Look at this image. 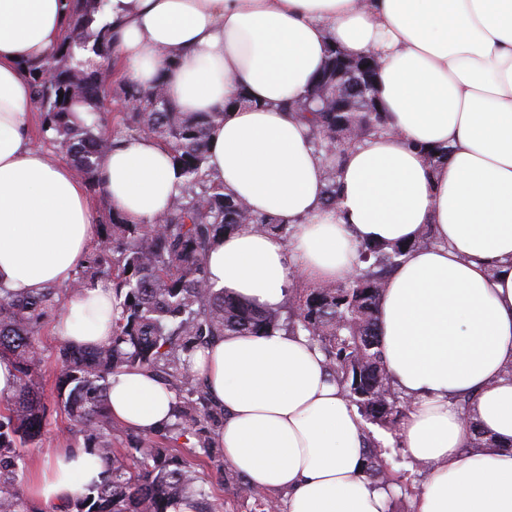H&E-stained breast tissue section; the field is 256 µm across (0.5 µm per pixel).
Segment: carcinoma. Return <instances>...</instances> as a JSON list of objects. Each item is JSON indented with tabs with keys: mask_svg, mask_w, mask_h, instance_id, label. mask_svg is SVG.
Listing matches in <instances>:
<instances>
[{
	"mask_svg": "<svg viewBox=\"0 0 512 512\" xmlns=\"http://www.w3.org/2000/svg\"><path fill=\"white\" fill-rule=\"evenodd\" d=\"M107 0H72L70 22L51 59L28 68L33 104L43 115L42 131L55 149L72 161L76 174L91 189H100L98 168L112 139L155 138L171 152L183 176L180 194L152 224H132L110 208L100 224L97 246L74 274L69 288L47 287L18 295L0 288V359L15 369V386L0 400L8 414L0 416V512H35L30 495L15 479L17 447L34 442L42 428V409L33 373L39 363L35 336L68 297L82 293L87 281H112L115 304L112 341L88 347L67 341L58 349V397L72 427L83 433L87 447L105 462L108 478L91 487L59 512H169L184 503L191 512H217L218 504L191 465L158 448L136 449L129 460L112 448V417L107 410L110 377L124 369L144 368L175 394V429L190 433L210 459L224 458L211 437L208 423L216 410L191 373L196 347L227 332L263 335L279 329L278 309H261L214 290L205 276L206 253L218 236L243 225L288 234V225L255 214L228 193L206 168L210 128L222 112L176 111L160 86L145 90L123 82L119 98L135 106L122 113L119 126L107 125V97L112 87L109 61L112 39L94 27ZM335 49L314 81L312 102L299 114L312 126L315 147L320 136L336 140L325 168L326 199L332 204L338 174L336 159L353 143V136L380 131V113L369 111L363 95L354 110L328 112V96L336 74ZM87 118L78 117V109ZM406 248L366 246L363 261L375 257L377 271H363L338 283L293 291L291 332H303L323 352L328 369L361 417L386 430H396L406 402L394 389L376 332L377 312L386 275ZM365 475L376 486L411 493V483L392 477L382 454L371 450ZM235 493L254 500V512H269L271 500L244 479Z\"/></svg>",
	"mask_w": 512,
	"mask_h": 512,
	"instance_id": "1",
	"label": "carcinoma"
}]
</instances>
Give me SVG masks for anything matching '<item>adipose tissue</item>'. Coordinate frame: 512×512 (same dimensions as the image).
Returning <instances> with one entry per match:
<instances>
[{"mask_svg": "<svg viewBox=\"0 0 512 512\" xmlns=\"http://www.w3.org/2000/svg\"><path fill=\"white\" fill-rule=\"evenodd\" d=\"M68 0H0V286L16 294L69 281L97 232L85 184L29 131V65L62 41ZM112 56L127 81L162 84L180 112H220L211 176L289 239L243 226L209 248L210 285L262 308L296 283L358 271L365 243H404L377 333L408 400L396 435L431 471L414 512H512V0H108ZM375 54L386 131L342 158L325 204V155L289 108L305 99L329 47ZM248 106H234L238 96ZM447 148L443 165L427 154ZM112 206L154 221L183 177L168 148L117 141L100 170ZM431 229L434 245L413 242ZM111 283L88 282L56 322L85 346L112 334ZM193 373L224 422V457L254 488L288 493L287 512H386L364 474L356 406L305 333L227 334L198 349ZM475 403L463 413L458 399ZM175 396L152 372L113 376L107 407L145 435L173 419ZM492 447L469 452L470 422ZM91 450L56 449L33 499L65 504L102 482Z\"/></svg>", "mask_w": 512, "mask_h": 512, "instance_id": "1", "label": "adipose tissue"}]
</instances>
